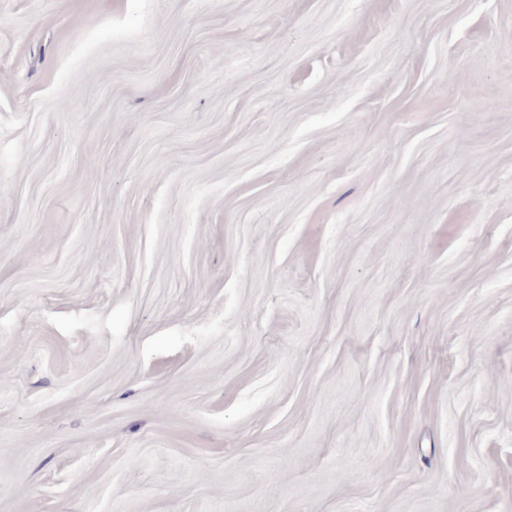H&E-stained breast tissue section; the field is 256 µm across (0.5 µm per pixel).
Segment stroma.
<instances>
[{"label": "stroma", "instance_id": "stroma-1", "mask_svg": "<svg viewBox=\"0 0 512 512\" xmlns=\"http://www.w3.org/2000/svg\"><path fill=\"white\" fill-rule=\"evenodd\" d=\"M0 512H512V0H0Z\"/></svg>", "mask_w": 512, "mask_h": 512}]
</instances>
